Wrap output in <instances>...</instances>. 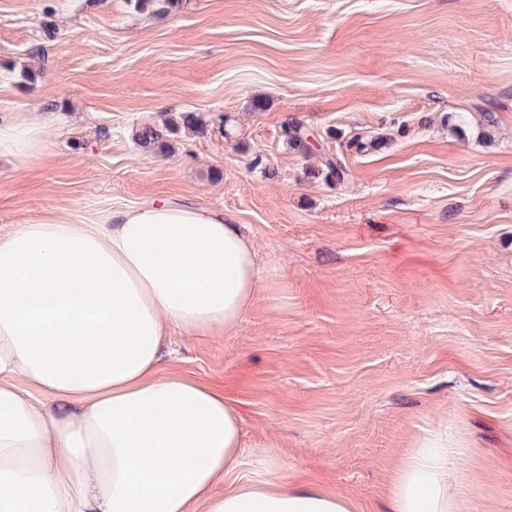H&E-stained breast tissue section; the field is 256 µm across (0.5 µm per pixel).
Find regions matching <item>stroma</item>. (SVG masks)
Here are the masks:
<instances>
[{
    "mask_svg": "<svg viewBox=\"0 0 512 512\" xmlns=\"http://www.w3.org/2000/svg\"><path fill=\"white\" fill-rule=\"evenodd\" d=\"M183 112L202 127L136 141ZM2 113L48 135L30 164L0 158V235L164 198L236 219L248 309L171 331L156 371L234 407V477L389 512L433 433L461 512H512V0H0ZM290 121L344 182L289 146ZM179 128V122L173 126L166 124L164 130L157 129L152 125H146L137 131L136 139L143 148L154 151L156 148L164 145L165 136L176 134Z\"/></svg>",
    "mask_w": 512,
    "mask_h": 512,
    "instance_id": "1",
    "label": "stroma"
}]
</instances>
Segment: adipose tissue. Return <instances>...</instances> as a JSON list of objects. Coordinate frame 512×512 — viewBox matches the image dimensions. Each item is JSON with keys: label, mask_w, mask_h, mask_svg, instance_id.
I'll use <instances>...</instances> for the list:
<instances>
[{"label": "adipose tissue", "mask_w": 512, "mask_h": 512, "mask_svg": "<svg viewBox=\"0 0 512 512\" xmlns=\"http://www.w3.org/2000/svg\"><path fill=\"white\" fill-rule=\"evenodd\" d=\"M40 123L0 121V156L41 154ZM258 272L223 211L163 199L107 223L46 216L0 236V512H351L314 489L234 468L243 426L222 396L158 379L166 328L233 326ZM53 392L56 409L37 399ZM446 438H423L390 485V512H459Z\"/></svg>", "instance_id": "1"}]
</instances>
